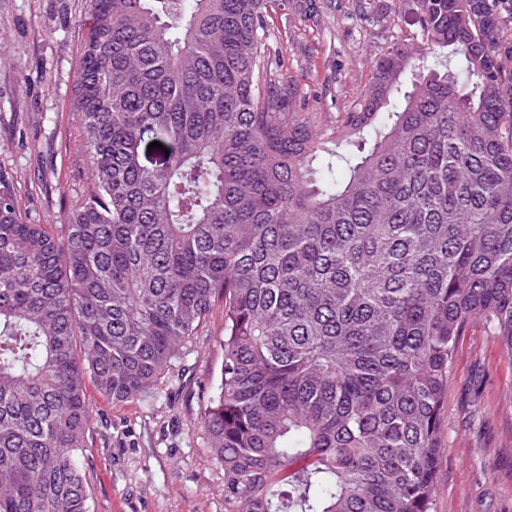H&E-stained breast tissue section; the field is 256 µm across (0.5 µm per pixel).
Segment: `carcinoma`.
I'll use <instances>...</instances> for the list:
<instances>
[{
  "mask_svg": "<svg viewBox=\"0 0 512 512\" xmlns=\"http://www.w3.org/2000/svg\"><path fill=\"white\" fill-rule=\"evenodd\" d=\"M85 3L91 190L34 224L0 170V512H90L87 384L151 389L219 292L224 499L434 512L458 341L512 355V0H414L336 124L272 85L264 0Z\"/></svg>",
  "mask_w": 512,
  "mask_h": 512,
  "instance_id": "1",
  "label": "carcinoma"
}]
</instances>
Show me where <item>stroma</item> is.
I'll use <instances>...</instances> for the list:
<instances>
[{
    "instance_id": "obj_1",
    "label": "stroma",
    "mask_w": 512,
    "mask_h": 512,
    "mask_svg": "<svg viewBox=\"0 0 512 512\" xmlns=\"http://www.w3.org/2000/svg\"><path fill=\"white\" fill-rule=\"evenodd\" d=\"M88 21L85 0H0V168L37 224L64 223L91 189L71 112ZM266 23L296 111L331 117L360 98L381 48L422 38L413 0H269ZM223 364L219 301L153 389L120 403L91 394V512H237L200 419ZM441 443L435 512H512V356L480 320L455 351Z\"/></svg>"
}]
</instances>
